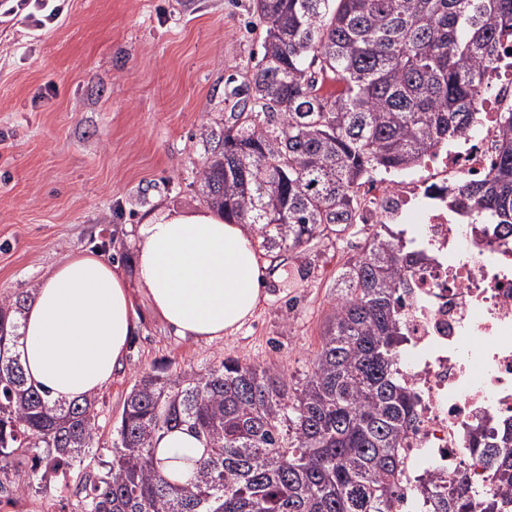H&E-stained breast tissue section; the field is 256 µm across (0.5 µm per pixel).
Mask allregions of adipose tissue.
I'll use <instances>...</instances> for the list:
<instances>
[{
  "mask_svg": "<svg viewBox=\"0 0 512 512\" xmlns=\"http://www.w3.org/2000/svg\"><path fill=\"white\" fill-rule=\"evenodd\" d=\"M137 280L179 336L212 342L238 330L261 304L265 266L244 224L211 213L169 212L136 229ZM138 318L123 272L79 251L43 279L21 318L28 381L54 401L91 397L112 380ZM166 475L187 480L203 445L184 432L157 443Z\"/></svg>",
  "mask_w": 512,
  "mask_h": 512,
  "instance_id": "ef3b65f1",
  "label": "adipose tissue"
}]
</instances>
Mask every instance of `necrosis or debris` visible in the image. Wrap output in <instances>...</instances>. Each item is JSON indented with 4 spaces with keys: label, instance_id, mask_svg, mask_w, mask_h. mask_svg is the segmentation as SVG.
I'll return each instance as SVG.
<instances>
[{
    "label": "necrosis or debris",
    "instance_id": "necrosis-or-debris-1",
    "mask_svg": "<svg viewBox=\"0 0 512 512\" xmlns=\"http://www.w3.org/2000/svg\"><path fill=\"white\" fill-rule=\"evenodd\" d=\"M486 79L476 128L429 154L420 176L358 187V223L425 226V259L403 320L411 358L401 371L416 397V423L401 447L413 481L463 462L484 483L489 472L469 451L471 431L512 419V226L464 223L453 205L459 186L492 171L499 117L512 112L511 40Z\"/></svg>",
    "mask_w": 512,
    "mask_h": 512
}]
</instances>
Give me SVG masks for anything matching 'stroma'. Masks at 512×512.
Returning <instances> with one entry per match:
<instances>
[{
  "instance_id": "1",
  "label": "stroma",
  "mask_w": 512,
  "mask_h": 512,
  "mask_svg": "<svg viewBox=\"0 0 512 512\" xmlns=\"http://www.w3.org/2000/svg\"><path fill=\"white\" fill-rule=\"evenodd\" d=\"M0 0V300L32 294L78 250L98 251L127 275L135 229L169 210L208 205L198 176L203 131L221 132L261 57L252 0H67L38 30ZM373 226L349 231L356 248L318 238L287 252L294 274L267 276L266 298L237 331L210 343L177 336L134 291L138 330L112 382L96 394L98 436L110 445L136 378L203 371L232 357L311 368L342 265ZM74 488L31 485L0 512H81Z\"/></svg>"
}]
</instances>
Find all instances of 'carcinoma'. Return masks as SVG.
Wrapping results in <instances>:
<instances>
[{"label":"carcinoma","mask_w":512,"mask_h":512,"mask_svg":"<svg viewBox=\"0 0 512 512\" xmlns=\"http://www.w3.org/2000/svg\"><path fill=\"white\" fill-rule=\"evenodd\" d=\"M265 27L247 86L200 171L206 202L256 231L272 270L281 252L353 226L357 186L371 173L419 166L478 122L476 98L504 38L512 0H253ZM339 92H327V81ZM489 177L457 204L473 224L512 225V112ZM418 262L380 225L342 274L311 372L226 358L204 373H145L131 387L107 471H78L82 512H391L406 477L399 453L416 421L399 367L402 296ZM28 296L0 303V494L15 456L45 472L96 454V400L53 401L28 384L20 321ZM203 441L192 476L176 482L155 439ZM491 477L467 468L420 480L408 512H512V421L486 434Z\"/></svg>","instance_id":"carcinoma-1"}]
</instances>
